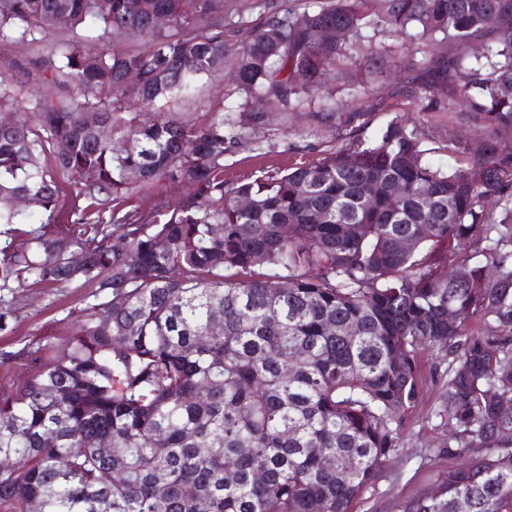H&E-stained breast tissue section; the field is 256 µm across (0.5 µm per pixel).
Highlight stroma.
I'll list each match as a JSON object with an SVG mask.
<instances>
[{
  "instance_id": "stroma-1",
  "label": "stroma",
  "mask_w": 512,
  "mask_h": 512,
  "mask_svg": "<svg viewBox=\"0 0 512 512\" xmlns=\"http://www.w3.org/2000/svg\"><path fill=\"white\" fill-rule=\"evenodd\" d=\"M419 46L403 36L379 38L373 51L356 47L347 62L349 71L378 76V92L370 99L343 86L336 91V125L325 126L310 108L295 112L270 113L266 124L250 132V143L224 162V176L234 181L268 167L282 169L295 162L312 161L348 144L351 139L369 138L393 120L416 129L427 146L433 147L436 166L455 167L454 158L441 147L459 131L456 116L448 112H425L420 101L409 102L400 95L398 78L403 75ZM222 101L225 114L238 116L241 98L230 79L201 78L191 97L165 104L182 121H206L215 101ZM93 287H34L17 291L12 329L0 332V387L24 381L31 363L23 352L58 343L72 331L76 311L92 302ZM450 362L445 353L428 350L420 357V391L403 423L402 445L375 482L353 503L352 512H399L401 502L432 491L439 475L454 466L446 448L450 425L445 399Z\"/></svg>"
}]
</instances>
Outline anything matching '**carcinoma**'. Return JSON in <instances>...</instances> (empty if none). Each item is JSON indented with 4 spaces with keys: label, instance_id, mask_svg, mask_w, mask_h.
I'll return each instance as SVG.
<instances>
[{
    "label": "carcinoma",
    "instance_id": "obj_1",
    "mask_svg": "<svg viewBox=\"0 0 512 512\" xmlns=\"http://www.w3.org/2000/svg\"><path fill=\"white\" fill-rule=\"evenodd\" d=\"M107 2L0 0V40L51 54L36 111L0 86L17 116L0 126V224L29 226L27 249L0 246V332L6 292L96 287L71 334L0 388V512H350L399 450L418 356L436 347L461 350L447 452L470 456L399 512H512V410L497 402L512 391V0H260L261 22L235 24L236 54L226 0ZM156 13L170 25L154 28ZM58 15L69 35L52 43ZM328 25L342 41L319 43ZM409 28L427 50L405 93L460 113L481 152L450 140L462 165L436 167L437 149L392 121L286 172L224 179L265 113L336 96L347 42ZM227 67L244 123L136 110ZM181 183L193 192L176 195ZM150 186L164 194L136 202ZM25 196L37 213L16 205ZM464 246L485 262L458 258ZM83 248L74 269L64 250ZM488 316L495 330L464 333Z\"/></svg>",
    "mask_w": 512,
    "mask_h": 512
}]
</instances>
